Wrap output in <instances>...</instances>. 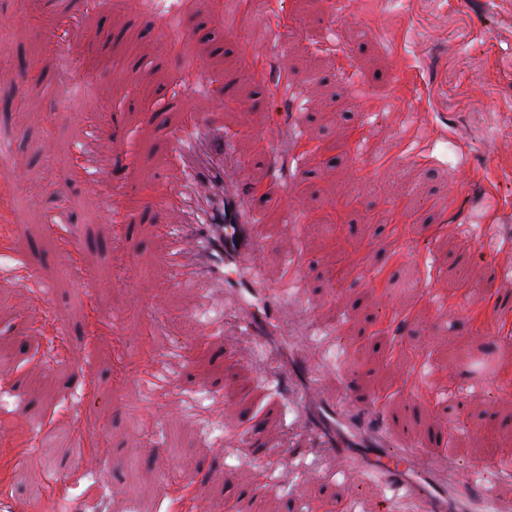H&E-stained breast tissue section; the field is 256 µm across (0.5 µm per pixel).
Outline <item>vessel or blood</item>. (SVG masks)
<instances>
[{
	"mask_svg": "<svg viewBox=\"0 0 512 512\" xmlns=\"http://www.w3.org/2000/svg\"><path fill=\"white\" fill-rule=\"evenodd\" d=\"M171 138L193 179L184 189L149 204L150 209L189 218L178 228L157 225L165 263L180 287L223 292L233 304L238 334L254 351L268 358L288 352L274 375L288 403L290 427L299 436L285 462L290 482L300 484L314 455L331 463L328 480H353L352 492L339 502L338 512H355L365 480L372 475L380 487L376 512H396L400 502L414 512H512V437L503 436L497 453L463 464L445 448L449 429L435 430V446L427 448L421 437L410 433L404 418L390 414V394L366 392L342 372L335 374V388L326 387L324 377L331 373L327 354L341 328L310 320L311 262L295 248L287 250V286L267 278L260 257L271 243L257 219L264 196L245 188L251 159L234 155V133L215 125L205 112L190 113L185 128ZM122 195V187L113 186L107 209L114 230L105 247L117 259L129 242L130 219L119 213ZM48 230L78 288L98 287L96 274L79 262L74 229L63 213L52 216ZM13 276L38 302L46 301L36 262L25 260ZM494 308L493 314L477 321V329L501 341L512 339V302L498 298ZM430 370L426 355L410 361L404 379L410 398L426 392ZM229 433L242 437L244 462L267 468L270 453L260 426L244 435L233 426Z\"/></svg>",
	"mask_w": 512,
	"mask_h": 512,
	"instance_id": "obj_1",
	"label": "vessel or blood"
}]
</instances>
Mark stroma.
Masks as SVG:
<instances>
[{"instance_id": "obj_1", "label": "stroma", "mask_w": 512, "mask_h": 512, "mask_svg": "<svg viewBox=\"0 0 512 512\" xmlns=\"http://www.w3.org/2000/svg\"><path fill=\"white\" fill-rule=\"evenodd\" d=\"M55 9V0H0V102H12L9 113L0 112V128L13 143L10 164L0 165V195L26 201L14 252H38L54 311L46 317L25 286L0 276V512H37L40 496L58 512H183L193 501L220 512L228 500L240 512H293L296 503L300 512H331L350 492L307 479L290 499L280 471H259L228 446L226 426L255 419L276 449L287 448L289 411L275 384L260 381L245 342L214 333L221 300L171 282L155 227L179 218L145 207L148 197L187 180L163 134L193 111L239 130L235 150L253 161L249 180L280 195L261 212L273 241L263 257L270 280L284 270L285 209L335 225V232L305 235L298 248L325 272L336 256L351 260L347 281L330 291L314 280L313 295L321 301L317 322H341L357 348L347 369L359 384L395 392L392 412L404 414L401 378L411 354H426L433 394L448 400L442 409L432 397L416 403L412 433L428 436L439 417L464 415L472 430L456 433L454 457L491 453L492 440L512 431V400L490 398L488 382L472 368L483 360L496 376L512 372V344L476 333L467 318L443 320L400 282L411 276L451 295L463 272L474 307L483 306L489 287L512 296L493 240L512 235V0H356L346 14L334 12L332 0H264L238 41L225 38L239 21L226 0H184L187 34L176 42L161 36L166 20L153 0H94L61 55L44 43ZM86 71L96 80L69 93ZM191 71L211 78L212 95L197 93ZM227 76L234 80L229 99L222 91ZM103 106L111 127L89 139L86 117ZM296 110L305 115L309 145H343L335 163H316L307 152L288 165L265 159L257 133L287 123ZM406 112L416 115L425 160L403 147ZM358 126L375 164L351 151ZM86 150L102 161L91 178L76 162ZM116 179L129 190L133 216L126 258L135 277L122 284L111 256L97 248L111 235L105 211ZM409 193L434 205L411 217L401 244L384 220ZM62 197L84 244L83 261L100 281L81 301L45 234ZM446 217L451 229L428 232ZM490 222L494 235H481ZM477 250L481 258L459 265L460 256ZM385 303L415 310L404 334L377 324ZM56 317L67 336H56ZM114 317L127 347L121 377L113 339L98 331ZM223 349L232 358L217 359ZM154 363L177 394L159 408L140 375ZM133 447L141 454L131 467ZM197 475L201 483L186 485ZM163 476L176 478L173 495H160Z\"/></svg>"}]
</instances>
